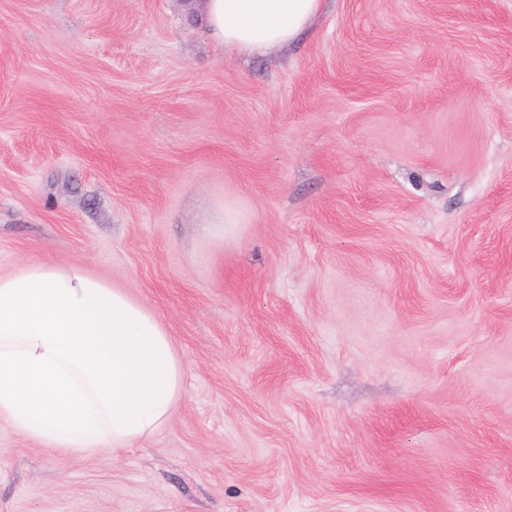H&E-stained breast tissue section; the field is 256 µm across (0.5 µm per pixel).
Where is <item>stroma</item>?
Listing matches in <instances>:
<instances>
[{
  "mask_svg": "<svg viewBox=\"0 0 512 512\" xmlns=\"http://www.w3.org/2000/svg\"><path fill=\"white\" fill-rule=\"evenodd\" d=\"M37 261L156 313L183 392L110 460L1 426L0 512H512V0H325L255 56L181 0H0Z\"/></svg>",
  "mask_w": 512,
  "mask_h": 512,
  "instance_id": "1",
  "label": "stroma"
}]
</instances>
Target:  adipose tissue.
Masks as SVG:
<instances>
[{
  "label": "adipose tissue",
  "mask_w": 512,
  "mask_h": 512,
  "mask_svg": "<svg viewBox=\"0 0 512 512\" xmlns=\"http://www.w3.org/2000/svg\"><path fill=\"white\" fill-rule=\"evenodd\" d=\"M322 0H191L228 53L287 47ZM183 390L164 323L77 265L0 273V426L70 461L106 460L155 435Z\"/></svg>",
  "instance_id": "obj_1"
}]
</instances>
